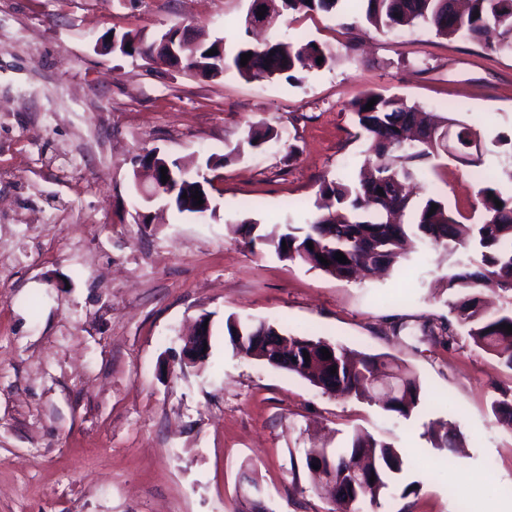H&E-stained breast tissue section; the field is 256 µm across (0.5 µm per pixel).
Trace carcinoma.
Segmentation results:
<instances>
[{"instance_id":"cac0c4a2","label":"carcinoma","mask_w":512,"mask_h":512,"mask_svg":"<svg viewBox=\"0 0 512 512\" xmlns=\"http://www.w3.org/2000/svg\"><path fill=\"white\" fill-rule=\"evenodd\" d=\"M342 0H281L282 12L299 14L320 11L334 13ZM365 20L378 32L422 25L438 36L464 37L481 41L494 30L499 39L490 46L495 52L512 53V0H366ZM120 41L130 45L126 55H146L151 39L129 30ZM217 49V54L208 51ZM252 53L247 65L240 64L245 53ZM185 59L203 66L202 77L215 79L234 70L245 80L283 79L298 82L303 74L318 67L317 58L328 62L333 50L316 41L285 46L267 41H242L235 54L226 57L221 40L195 38L186 45ZM375 104L365 110L370 100ZM357 124L368 142L369 157L357 176L348 180H325L318 190V213L302 227L285 225L266 233H256L257 222L243 220L248 244L260 242L274 248L282 258L299 261L340 280L370 277L393 269L404 259V245L415 237L446 253L473 252L476 257L458 261L447 276L448 310L456 325L475 346L512 369V334L501 325H512V308L490 312L482 287L497 281L512 294V193L501 184L479 181L477 199L483 221L464 224L448 210V204L433 196H422L421 172L442 149L407 132L428 127H444L454 121L438 112H425L397 96L368 90L350 103ZM279 139V133L262 122L247 125L244 137L228 153L224 162L238 159L248 149ZM383 193H378V190ZM501 201L496 206L494 200ZM313 247H308V243ZM341 252L349 263L335 260ZM328 260L324 265L319 257ZM233 350L284 369L308 380L325 394L373 402L398 418L411 419L423 406L418 377L394 359L379 354H357L320 338L291 336L268 321L225 322ZM331 358L322 359L320 349ZM310 361H305L304 354ZM336 373H331V368ZM394 370L395 391L381 399L376 396L375 375ZM497 421L512 428V400L492 402ZM424 435L434 448L452 453L461 445V436L448 429V423L435 420ZM323 464L315 470L313 465ZM302 465L315 477L325 474L336 485V501L329 512H375L381 499L395 486L406 466V458L394 444L356 430L340 448H307ZM375 477L374 482L355 480L357 468Z\"/></svg>"}]
</instances>
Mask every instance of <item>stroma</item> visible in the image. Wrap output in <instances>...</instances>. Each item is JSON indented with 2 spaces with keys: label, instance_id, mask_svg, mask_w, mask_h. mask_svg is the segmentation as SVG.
Returning <instances> with one entry per match:
<instances>
[{
  "label": "stroma",
  "instance_id": "35a3bbf8",
  "mask_svg": "<svg viewBox=\"0 0 512 512\" xmlns=\"http://www.w3.org/2000/svg\"><path fill=\"white\" fill-rule=\"evenodd\" d=\"M250 0H0V512H328L301 467L306 448L342 446L353 429L405 455L415 494L378 512H472L458 486L480 476L492 512H512V429L490 404L512 370L464 334L436 342L445 295L431 285L455 255L417 244L372 280L335 279L247 245L244 219L301 225L322 181L354 176L367 145L349 109L368 90L479 133L483 174L512 165V54L416 25L388 33L364 0L337 13L280 18L279 42L314 40L335 61L302 82L209 80L141 57L102 54L101 36L177 24L233 50ZM280 141L223 156L251 121ZM150 149L221 160L213 218L170 209L154 223L135 185ZM425 189L458 220L478 221L467 167L441 156ZM209 317L205 364H181L183 338ZM384 354L414 371L411 419L340 399L233 352L227 317ZM442 419L465 439L447 454L425 436Z\"/></svg>",
  "mask_w": 512,
  "mask_h": 512
}]
</instances>
